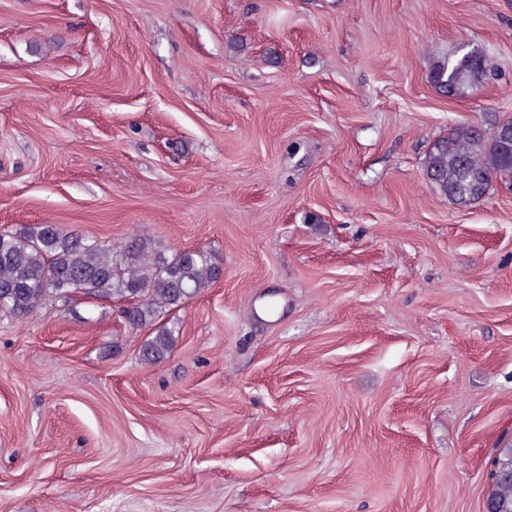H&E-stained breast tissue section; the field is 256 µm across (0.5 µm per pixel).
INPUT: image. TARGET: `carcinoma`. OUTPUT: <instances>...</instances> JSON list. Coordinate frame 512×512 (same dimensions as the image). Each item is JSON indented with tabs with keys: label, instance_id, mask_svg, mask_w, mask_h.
Returning <instances> with one entry per match:
<instances>
[{
	"label": "carcinoma",
	"instance_id": "obj_1",
	"mask_svg": "<svg viewBox=\"0 0 512 512\" xmlns=\"http://www.w3.org/2000/svg\"><path fill=\"white\" fill-rule=\"evenodd\" d=\"M494 71L492 57L471 50L435 61L429 82L448 97L464 93ZM423 174L456 204L484 197L494 179L512 180V159L498 134L487 136L473 124L452 128L434 143ZM222 265L209 253L168 252L137 236L114 246L65 231L57 224L0 232V312L24 318L47 302L74 294L92 300L125 301L120 315L132 329L154 324L219 281ZM176 327L159 326L141 345L144 360L156 362L173 346ZM512 445L494 460L488 498L512 512Z\"/></svg>",
	"mask_w": 512,
	"mask_h": 512
}]
</instances>
